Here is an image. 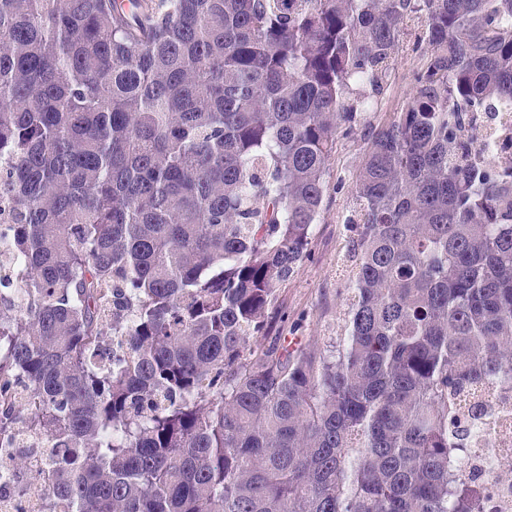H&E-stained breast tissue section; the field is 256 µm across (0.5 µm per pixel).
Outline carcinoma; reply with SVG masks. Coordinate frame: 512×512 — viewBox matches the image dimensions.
<instances>
[{"mask_svg": "<svg viewBox=\"0 0 512 512\" xmlns=\"http://www.w3.org/2000/svg\"><path fill=\"white\" fill-rule=\"evenodd\" d=\"M430 53L362 157L346 332L252 347L342 127L407 22ZM512 0H0V466L40 512H476L449 459L512 383ZM41 438L34 467L17 439ZM35 469L37 477L23 474Z\"/></svg>", "mask_w": 512, "mask_h": 512, "instance_id": "1", "label": "carcinoma"}]
</instances>
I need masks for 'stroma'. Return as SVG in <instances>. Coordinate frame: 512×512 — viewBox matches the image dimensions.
Instances as JSON below:
<instances>
[{
    "mask_svg": "<svg viewBox=\"0 0 512 512\" xmlns=\"http://www.w3.org/2000/svg\"><path fill=\"white\" fill-rule=\"evenodd\" d=\"M419 20L409 22L377 96V111L362 115L354 133L338 134L326 174L327 192L313 226L308 254L294 275L278 289L275 312L281 323L266 332L262 344L325 347L345 332L346 292L342 255L349 235L345 227L353 206V188L361 158L375 127L388 122L411 100L413 75L427 46L416 45Z\"/></svg>",
    "mask_w": 512,
    "mask_h": 512,
    "instance_id": "obj_1",
    "label": "stroma"
}]
</instances>
